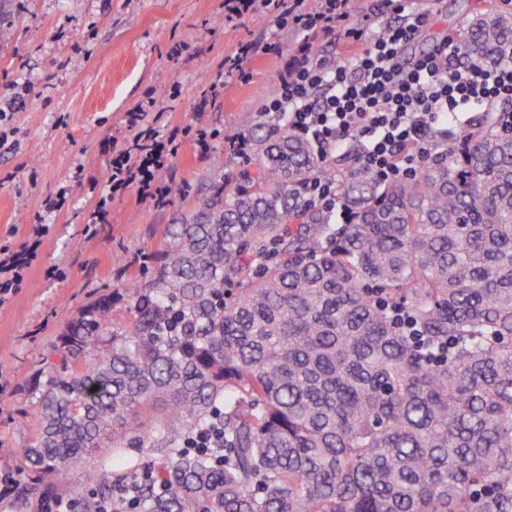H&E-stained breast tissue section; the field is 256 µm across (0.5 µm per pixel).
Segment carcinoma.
Listing matches in <instances>:
<instances>
[{
	"label": "carcinoma",
	"mask_w": 512,
	"mask_h": 512,
	"mask_svg": "<svg viewBox=\"0 0 512 512\" xmlns=\"http://www.w3.org/2000/svg\"><path fill=\"white\" fill-rule=\"evenodd\" d=\"M453 38L495 65L512 11ZM246 139L124 319L102 294L38 353L12 512H512V109L411 176L347 173L343 224L288 125L259 113ZM130 445L151 460L124 467Z\"/></svg>",
	"instance_id": "1"
}]
</instances>
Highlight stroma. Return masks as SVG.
I'll use <instances>...</instances> for the list:
<instances>
[{
  "mask_svg": "<svg viewBox=\"0 0 512 512\" xmlns=\"http://www.w3.org/2000/svg\"><path fill=\"white\" fill-rule=\"evenodd\" d=\"M417 5L431 20L407 60L429 54L486 3ZM244 43L246 79L226 77L225 58ZM302 47V34L272 17L226 22L224 0H0V243L41 241L22 287L0 306V512H9L11 464L34 428L18 399L40 348L97 296L148 276L168 226L249 163L226 154L224 141L247 134ZM150 96L153 126L177 144L161 179L181 192L162 206L138 186H107L113 153L136 134L126 114ZM200 128L215 134L210 151L199 147ZM102 198L106 215L89 225Z\"/></svg>",
  "mask_w": 512,
  "mask_h": 512,
  "instance_id": "obj_1",
  "label": "stroma"
}]
</instances>
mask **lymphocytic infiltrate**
Masks as SVG:
<instances>
[{"label":"lymphocytic infiltrate","instance_id":"obj_1","mask_svg":"<svg viewBox=\"0 0 512 512\" xmlns=\"http://www.w3.org/2000/svg\"><path fill=\"white\" fill-rule=\"evenodd\" d=\"M348 0H324L306 11L302 0H224V19L276 16L302 34L321 29L337 33L344 57L339 61L308 57L279 76L266 114L284 119L320 158L337 163L336 179L315 178L305 186L316 204L346 216L337 179L363 168L380 180H394L432 157V135H447L463 115L481 113L500 97L512 98V58L494 66L463 63L454 39L433 53L403 63L405 46L421 35L426 10L410 0H374L371 9L353 16ZM154 100L129 112L136 142L112 158V191L138 184L142 197L166 203L169 186L157 175L174 156L173 138H160L145 121ZM37 252L30 244H0V295L21 287Z\"/></svg>","mask_w":512,"mask_h":512}]
</instances>
